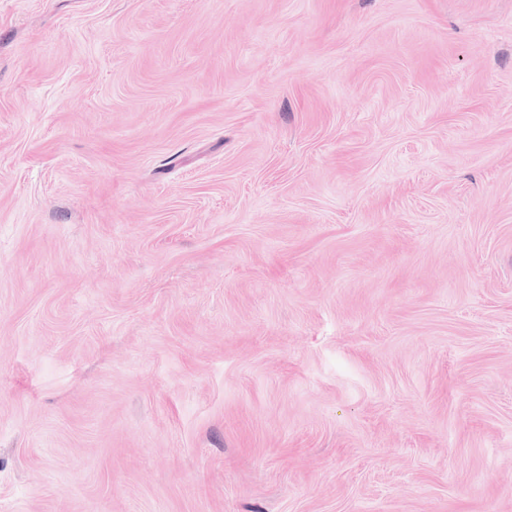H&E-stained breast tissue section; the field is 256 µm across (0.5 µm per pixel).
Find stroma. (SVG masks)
I'll return each instance as SVG.
<instances>
[{
  "label": "stroma",
  "mask_w": 512,
  "mask_h": 512,
  "mask_svg": "<svg viewBox=\"0 0 512 512\" xmlns=\"http://www.w3.org/2000/svg\"><path fill=\"white\" fill-rule=\"evenodd\" d=\"M0 512H512V0H0Z\"/></svg>",
  "instance_id": "obj_1"
}]
</instances>
